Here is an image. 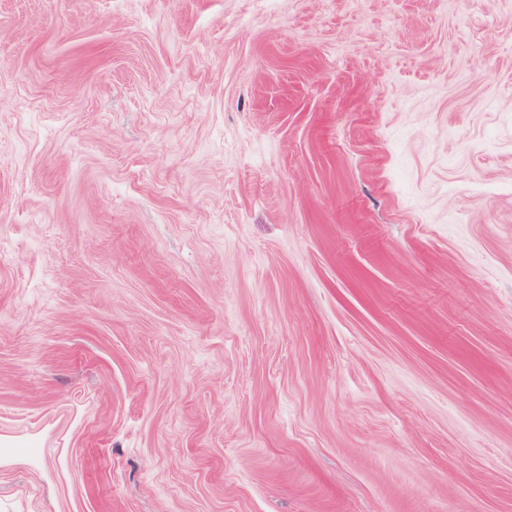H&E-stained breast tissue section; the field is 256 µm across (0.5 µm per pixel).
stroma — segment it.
Segmentation results:
<instances>
[{"mask_svg": "<svg viewBox=\"0 0 512 512\" xmlns=\"http://www.w3.org/2000/svg\"><path fill=\"white\" fill-rule=\"evenodd\" d=\"M0 512H512V0H0Z\"/></svg>", "mask_w": 512, "mask_h": 512, "instance_id": "obj_1", "label": "stroma"}]
</instances>
